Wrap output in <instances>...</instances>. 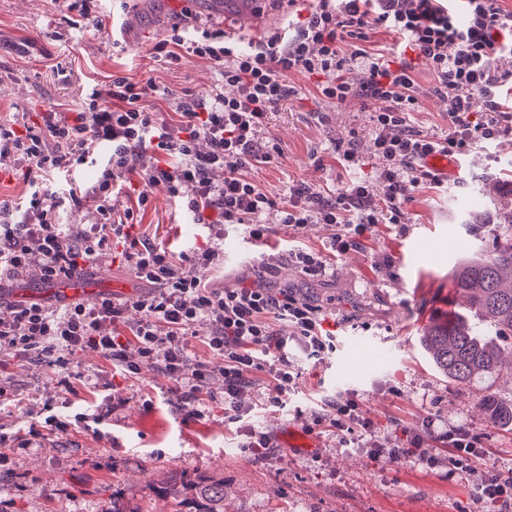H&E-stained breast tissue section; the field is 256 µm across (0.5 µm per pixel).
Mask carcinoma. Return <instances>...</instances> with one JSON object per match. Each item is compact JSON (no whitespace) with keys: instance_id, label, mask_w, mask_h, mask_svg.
<instances>
[{"instance_id":"cac0c4a2","label":"carcinoma","mask_w":512,"mask_h":512,"mask_svg":"<svg viewBox=\"0 0 512 512\" xmlns=\"http://www.w3.org/2000/svg\"><path fill=\"white\" fill-rule=\"evenodd\" d=\"M495 223L496 247L488 253L477 249L451 269L453 285L467 295L469 307L433 322L422 338L433 366L460 385L512 372V358H504L497 345L498 337L512 335V210L495 214ZM481 405L490 419L512 425V402L488 393ZM157 495L174 503L173 512H224V481L185 470L160 485Z\"/></svg>"}]
</instances>
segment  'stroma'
Returning a JSON list of instances; mask_svg holds the SVG:
<instances>
[{"instance_id": "stroma-1", "label": "stroma", "mask_w": 512, "mask_h": 512, "mask_svg": "<svg viewBox=\"0 0 512 512\" xmlns=\"http://www.w3.org/2000/svg\"><path fill=\"white\" fill-rule=\"evenodd\" d=\"M238 0H107L105 24L90 30L77 12L54 0H0V116L25 112L36 117L47 105L68 109L82 101L87 88L105 87L119 74L135 83L154 81L170 89L150 99L159 117L174 119L177 96L203 91L213 83V64L192 55L176 64L153 56L155 44L169 38L179 15L190 12L201 22L225 25L241 45L263 31L284 27L288 8L280 0H254L250 23L237 25ZM134 24L126 34L112 31L125 15ZM27 42L29 53L7 50L10 42ZM297 94L273 116L266 131L285 151L276 166L253 168L248 177L269 196H282L289 181L330 192L373 176L377 159L369 109L354 100L339 106L318 97L305 74H291ZM414 94L420 111L409 124L424 134L448 129V104L433 93L427 66H420ZM353 145L360 164L343 169L332 143ZM458 175L438 187L418 188L398 224L379 225L358 248L329 256L332 273L308 277L281 264L276 284L329 305L336 312V340L323 360L300 358L302 372L281 411L253 410L250 424L273 434L275 448L266 458L245 453L235 426L224 421V382L211 381L202 399L206 415L184 420L168 393L166 377L142 366L126 380L113 376L112 364L87 349L69 357L79 374L78 397L70 408L60 377L38 358L17 361L0 349V362L11 369V395L0 406V431L9 440L0 452L9 456L11 474L0 476V503L7 512H108L113 493L140 512H169L156 488L182 469L224 481V512H488L478 490L494 469H512V429L492 422L480 405L485 392L512 401V375L475 379L462 387L434 369L421 337L435 318L454 310L461 298L451 285L454 262L467 255L474 239L470 224L480 226L485 248L498 235L493 214L512 209V140L472 148L460 158ZM135 234H145L173 251L205 246L209 231L186 223L175 199L162 188L152 191ZM279 209L265 221L275 233L267 244L251 241L243 227L224 229V263L207 272L210 286H237L249 262L265 253L287 254L300 246L325 252L340 231L336 224L292 229L281 224ZM27 299L57 306L65 295L29 277L0 290V316L10 302ZM120 390L126 405L113 407ZM356 392L375 423L376 438L402 439V430L424 418L435 421L423 446L438 466L410 459L398 464L372 462L358 448H344L334 428L314 426L329 414L332 402ZM55 401L56 414L70 417L98 408L105 419L95 429L72 424L65 433L43 431L30 438V424L42 426L44 405ZM313 434H305L306 426ZM463 428L479 438L488 455L469 469L449 472L442 460L448 449L442 433ZM301 447L288 446L290 437ZM29 439L26 448L18 447Z\"/></svg>"}]
</instances>
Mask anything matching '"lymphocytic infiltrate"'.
Returning a JSON list of instances; mask_svg holds the SVG:
<instances>
[{
	"mask_svg": "<svg viewBox=\"0 0 512 512\" xmlns=\"http://www.w3.org/2000/svg\"><path fill=\"white\" fill-rule=\"evenodd\" d=\"M376 29L392 33L396 41L387 52L372 55L359 43ZM154 53L167 64L186 54L198 56L218 71L207 90L179 96L177 122L147 108V98L162 93L158 85L123 76L113 77L106 88L89 89L77 107L64 112L48 107L39 123L0 118V173L21 172L31 189L24 208L0 198V285L26 273L51 285L118 258L146 285L123 298L101 294L56 308L12 305L10 317L0 318V347L22 358L35 353L53 358L63 371L69 355L83 347L98 350L125 375L139 373L144 363L157 365L178 410L192 419L203 418L201 395L219 376L224 416L236 423L246 415V399L257 392L260 378L274 389L266 405L283 406L299 376L291 346L315 360L329 350L325 307L293 289L272 288L275 257L255 260L250 280L223 289L205 281L224 259L221 247L200 248L178 260L170 249L145 239L114 252V241L130 238L134 227L133 210L115 212V185L138 175L133 187L138 205H147L150 190L161 187L179 200L191 223L240 224L256 242L272 234L262 216L278 206L286 227L342 225L329 247L347 253L370 239L378 225L400 223L417 188L441 184L439 173L426 163L429 156L457 157L475 143L512 133V72L495 67L497 58L512 56V13L500 0H310L305 14L249 49H237L223 30L205 27L197 38L173 32ZM354 63L365 72L356 86L344 78ZM422 64L433 77L434 94L448 104V132L440 137L407 127L410 113L420 108L414 85ZM297 71L315 78L323 98L339 105L360 98L371 106L378 159L371 179L329 196L295 182L277 199L246 177L247 169L276 164L284 155L262 134L294 96L288 77ZM478 99L489 113L480 122L471 115ZM86 163L99 164L97 183L60 187L62 176ZM219 169L224 179L213 181ZM65 201L94 202L95 228L59 223L57 209ZM202 320L211 326L205 359L189 354L192 328ZM283 323L293 328L292 336L281 333ZM131 342L140 363L125 358ZM333 410L330 424L344 445L390 464L419 457L424 434L435 427L434 420H423L405 430V447L390 448L373 439L375 424L357 394L341 396Z\"/></svg>",
	"mask_w": 512,
	"mask_h": 512,
	"instance_id": "obj_1",
	"label": "lymphocytic infiltrate"
}]
</instances>
